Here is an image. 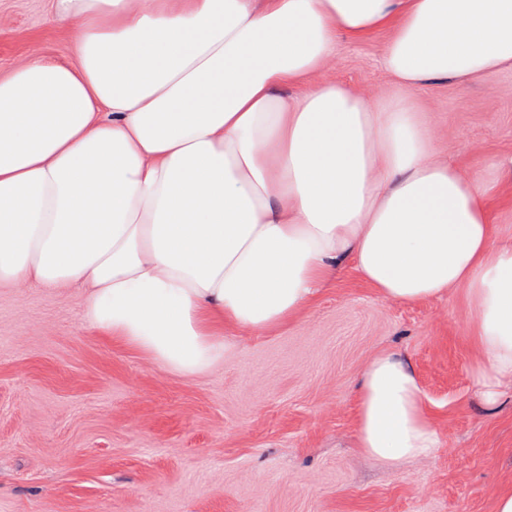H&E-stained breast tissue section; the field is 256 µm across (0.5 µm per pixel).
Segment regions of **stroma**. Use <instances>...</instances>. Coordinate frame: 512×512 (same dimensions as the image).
<instances>
[{"label": "stroma", "instance_id": "1", "mask_svg": "<svg viewBox=\"0 0 512 512\" xmlns=\"http://www.w3.org/2000/svg\"><path fill=\"white\" fill-rule=\"evenodd\" d=\"M52 0H0V72L69 54ZM386 33L341 39L330 79L391 86ZM436 147L475 179L512 169V70L414 94ZM80 288H0V512H494L512 487V388L472 386L461 290L380 300L352 269L287 327L185 380L84 319ZM412 362L440 432L391 470L353 446L370 357Z\"/></svg>", "mask_w": 512, "mask_h": 512}]
</instances>
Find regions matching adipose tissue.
I'll list each match as a JSON object with an SVG mask.
<instances>
[{
	"instance_id": "adipose-tissue-1",
	"label": "adipose tissue",
	"mask_w": 512,
	"mask_h": 512,
	"mask_svg": "<svg viewBox=\"0 0 512 512\" xmlns=\"http://www.w3.org/2000/svg\"><path fill=\"white\" fill-rule=\"evenodd\" d=\"M64 60L0 74V286L85 289V319L194 379L344 268L378 297L462 288L472 382L512 384V178L438 153L412 91L512 70V0H55ZM387 32L390 91L327 79ZM440 435L410 360L376 352L354 446L386 468Z\"/></svg>"
}]
</instances>
